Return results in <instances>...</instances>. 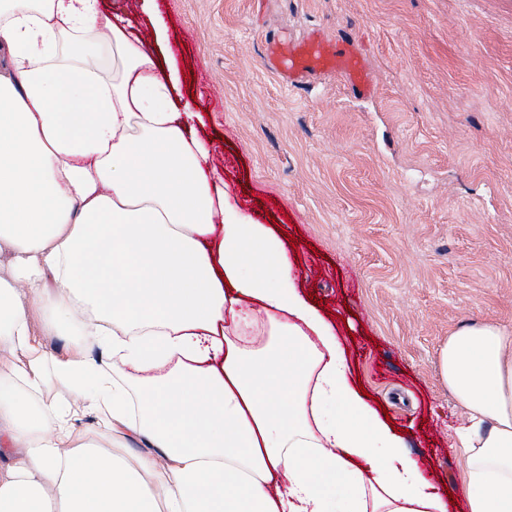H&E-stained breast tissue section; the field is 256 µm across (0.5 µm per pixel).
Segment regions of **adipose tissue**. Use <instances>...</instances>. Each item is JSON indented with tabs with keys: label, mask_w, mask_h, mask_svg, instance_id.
<instances>
[{
	"label": "adipose tissue",
	"mask_w": 512,
	"mask_h": 512,
	"mask_svg": "<svg viewBox=\"0 0 512 512\" xmlns=\"http://www.w3.org/2000/svg\"><path fill=\"white\" fill-rule=\"evenodd\" d=\"M0 41V512H448L212 165L177 68L99 0H0ZM440 370L468 512H512V335L465 325ZM122 429L149 453L99 451ZM32 329L49 355L59 357L65 355L71 339L66 332L49 326L46 319L40 315L32 316Z\"/></svg>",
	"instance_id": "obj_1"
}]
</instances>
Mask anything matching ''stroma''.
Here are the masks:
<instances>
[{
  "label": "stroma",
  "mask_w": 512,
  "mask_h": 512,
  "mask_svg": "<svg viewBox=\"0 0 512 512\" xmlns=\"http://www.w3.org/2000/svg\"><path fill=\"white\" fill-rule=\"evenodd\" d=\"M102 3L175 62L232 193L463 512L466 414L438 360L462 325L512 332V0H156L161 46L141 0ZM314 30L354 40L370 93L267 67L270 44Z\"/></svg>",
  "instance_id": "1"
}]
</instances>
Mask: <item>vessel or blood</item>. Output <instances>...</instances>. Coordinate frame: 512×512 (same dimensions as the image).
Listing matches in <instances>:
<instances>
[{"mask_svg": "<svg viewBox=\"0 0 512 512\" xmlns=\"http://www.w3.org/2000/svg\"><path fill=\"white\" fill-rule=\"evenodd\" d=\"M267 62L271 69L296 82L313 73L336 74L350 80L353 89L368 92L372 79L357 49H334L332 39L323 32H313L287 47H270Z\"/></svg>", "mask_w": 512, "mask_h": 512, "instance_id": "1", "label": "vessel or blood"}]
</instances>
